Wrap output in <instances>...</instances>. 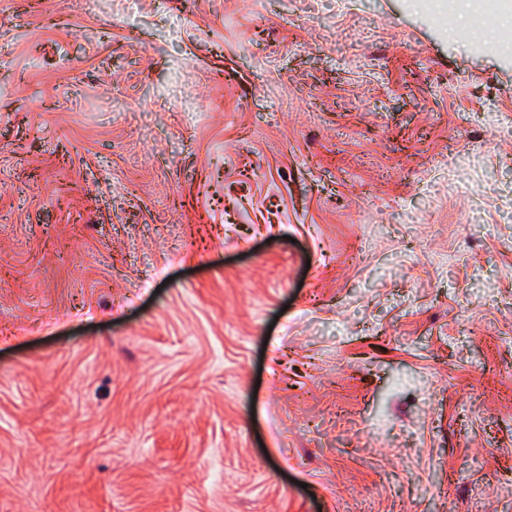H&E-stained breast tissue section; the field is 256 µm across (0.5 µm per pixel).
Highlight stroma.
<instances>
[{"label":"stroma","instance_id":"stroma-1","mask_svg":"<svg viewBox=\"0 0 512 512\" xmlns=\"http://www.w3.org/2000/svg\"><path fill=\"white\" fill-rule=\"evenodd\" d=\"M436 2L0 0V512H512V0Z\"/></svg>","mask_w":512,"mask_h":512}]
</instances>
